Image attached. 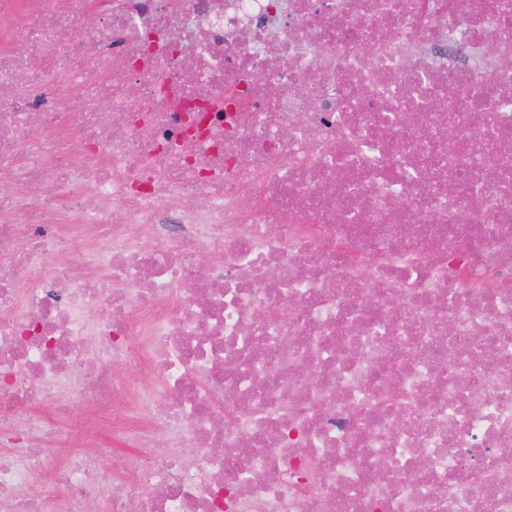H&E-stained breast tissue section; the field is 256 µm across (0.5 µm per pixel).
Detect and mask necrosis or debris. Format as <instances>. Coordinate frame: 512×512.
<instances>
[{
	"label": "necrosis or debris",
	"mask_w": 512,
	"mask_h": 512,
	"mask_svg": "<svg viewBox=\"0 0 512 512\" xmlns=\"http://www.w3.org/2000/svg\"><path fill=\"white\" fill-rule=\"evenodd\" d=\"M506 100L512 0H0V512H512ZM67 404L71 411V418L66 425L69 429L68 445L70 448H78L86 453L93 452L95 449L88 446L80 432L82 417L86 415V403L79 398H70Z\"/></svg>",
	"instance_id": "necrosis-or-debris-1"
}]
</instances>
